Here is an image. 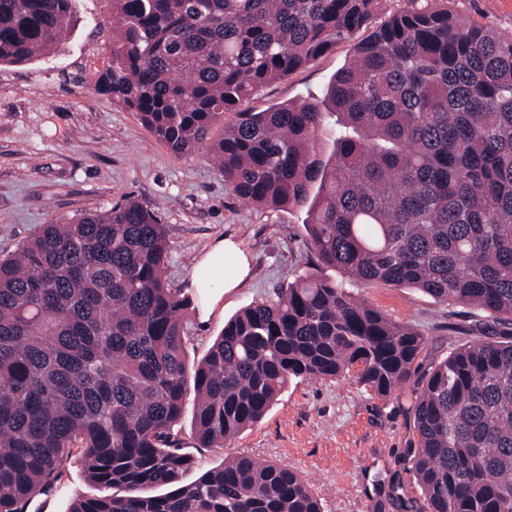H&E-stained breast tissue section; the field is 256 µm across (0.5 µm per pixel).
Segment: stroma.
<instances>
[{"label": "stroma", "mask_w": 512, "mask_h": 512, "mask_svg": "<svg viewBox=\"0 0 512 512\" xmlns=\"http://www.w3.org/2000/svg\"><path fill=\"white\" fill-rule=\"evenodd\" d=\"M76 27L50 55L0 66V254L14 252L40 225L112 207L134 196L154 209L169 243L165 277L188 296L189 362L201 360L225 322L249 303L275 293L309 271L316 258L305 246L302 210H273L237 198L206 147L175 155L135 112L92 94L86 69L102 65L111 34L100 24L109 0H77ZM449 7L502 37H512V0H387L354 40L337 43L310 65L265 86L247 102L258 112L277 103L322 98L336 71L370 35L405 9ZM239 243L250 261L247 277L224 291L210 256L218 243ZM211 279L199 293L195 278ZM356 295L426 338L422 368L480 339L485 313L435 300L414 288L375 284ZM415 382L382 399L353 378L289 383L269 413L226 449L196 447L191 422L180 437L201 466L225 455H249L298 470L324 512H416L420 491L410 472L417 434L410 414ZM83 461L72 458L57 489L30 512H68L73 498L96 494Z\"/></svg>", "instance_id": "35a3bbf8"}]
</instances>
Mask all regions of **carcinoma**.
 <instances>
[{
    "instance_id": "carcinoma-1",
    "label": "carcinoma",
    "mask_w": 512,
    "mask_h": 512,
    "mask_svg": "<svg viewBox=\"0 0 512 512\" xmlns=\"http://www.w3.org/2000/svg\"><path fill=\"white\" fill-rule=\"evenodd\" d=\"M77 0H0V66L72 34ZM95 95L176 155L206 140L224 182L270 209L308 207L317 262L244 307L202 359L190 300L169 286L164 224L137 198L43 224L0 255V512H27L82 457L99 494L69 512H321L295 470L235 455L203 468L296 379L387 398L426 341L356 297L416 288L483 311L497 340L420 375L410 471L418 512H512V38L447 10H406L354 45L320 101L249 112L263 86L354 34L385 0H110Z\"/></svg>"
}]
</instances>
